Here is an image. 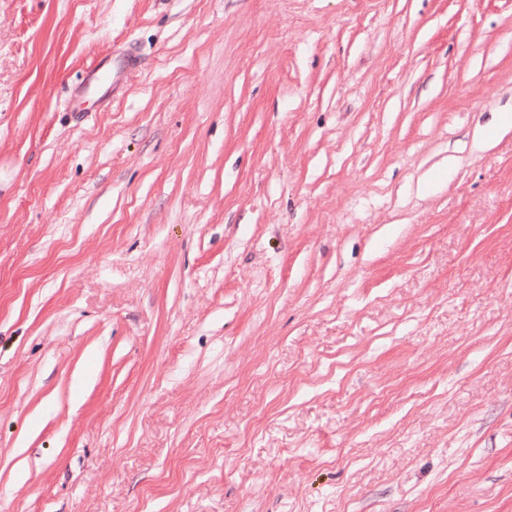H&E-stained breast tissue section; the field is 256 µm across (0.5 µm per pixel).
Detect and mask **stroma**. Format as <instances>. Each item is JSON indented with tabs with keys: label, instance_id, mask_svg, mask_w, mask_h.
I'll use <instances>...</instances> for the list:
<instances>
[{
	"label": "stroma",
	"instance_id": "obj_1",
	"mask_svg": "<svg viewBox=\"0 0 512 512\" xmlns=\"http://www.w3.org/2000/svg\"><path fill=\"white\" fill-rule=\"evenodd\" d=\"M0 512H512V0H0ZM110 62L111 57L105 56L86 72L82 86L71 100L74 112H81L83 95L90 88L105 90L101 101L103 109L111 101L123 96L129 76L137 71L141 64L138 53L131 47L122 53H112V67Z\"/></svg>",
	"mask_w": 512,
	"mask_h": 512
}]
</instances>
